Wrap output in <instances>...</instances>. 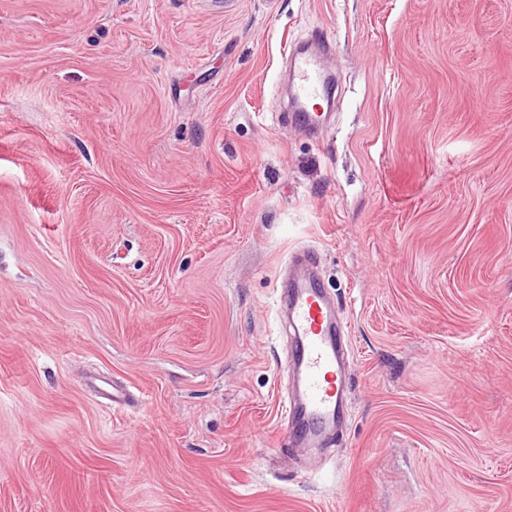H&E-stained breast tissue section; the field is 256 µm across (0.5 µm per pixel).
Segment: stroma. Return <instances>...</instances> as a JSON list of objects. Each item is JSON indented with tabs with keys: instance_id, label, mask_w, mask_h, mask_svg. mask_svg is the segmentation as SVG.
<instances>
[{
	"instance_id": "1",
	"label": "stroma",
	"mask_w": 512,
	"mask_h": 512,
	"mask_svg": "<svg viewBox=\"0 0 512 512\" xmlns=\"http://www.w3.org/2000/svg\"><path fill=\"white\" fill-rule=\"evenodd\" d=\"M301 247L352 413L292 452ZM0 512H512V0H0ZM326 55L304 53L293 58L292 101L298 106L290 116L299 131L314 128L323 121V112H309L306 102L324 91L329 78L325 66Z\"/></svg>"
}]
</instances>
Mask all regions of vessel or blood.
Listing matches in <instances>:
<instances>
[{
  "mask_svg": "<svg viewBox=\"0 0 512 512\" xmlns=\"http://www.w3.org/2000/svg\"><path fill=\"white\" fill-rule=\"evenodd\" d=\"M329 81L324 56L304 53L293 58L291 115L295 128H314L323 121L319 112L308 111L307 102L324 91ZM294 269L288 278V326L293 332L289 366L301 387L298 400L285 403L284 430L280 444L296 440L315 442L317 434L330 420H344L348 415L345 389L347 357L340 337L338 321L323 290L311 271L317 263L314 252L296 253Z\"/></svg>",
  "mask_w": 512,
  "mask_h": 512,
  "instance_id": "1",
  "label": "vessel or blood"
}]
</instances>
